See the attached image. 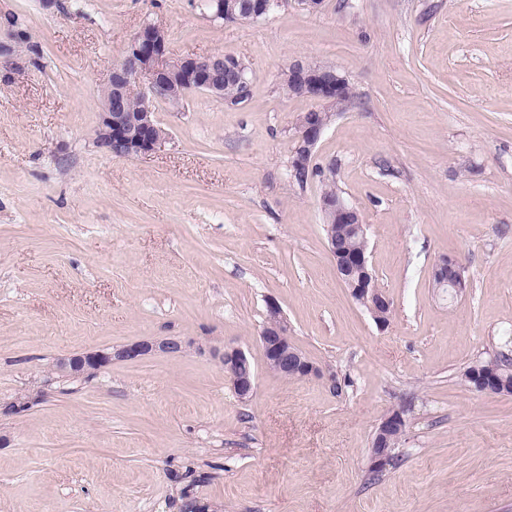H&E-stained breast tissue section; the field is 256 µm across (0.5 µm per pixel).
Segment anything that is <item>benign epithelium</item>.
<instances>
[{
	"label": "benign epithelium",
	"mask_w": 512,
	"mask_h": 512,
	"mask_svg": "<svg viewBox=\"0 0 512 512\" xmlns=\"http://www.w3.org/2000/svg\"><path fill=\"white\" fill-rule=\"evenodd\" d=\"M193 7L213 20L227 22L258 21L266 18L285 0H191ZM164 29L145 22L137 30L122 59L104 79L100 92V112L94 142L96 146L114 156L134 158L152 152L168 138L165 129L155 123L154 103L161 100L169 83L179 80L191 89L213 96L224 93V81H236L248 94L249 86L239 62L227 59L222 53L204 56H173L162 38ZM293 91L311 98L328 108L340 101L347 89L348 78L331 66L322 63L295 61L285 73ZM136 98L140 107L133 111L129 101ZM330 122L325 111L303 112L296 118L297 143L293 151L290 176L302 178L311 164L312 149ZM320 211L324 218L327 245L332 254L336 272L342 284L350 287L353 298L364 305L375 322L388 326L392 304L381 289L376 287L375 276L369 265L368 250H355L347 235L336 234V225L345 230L367 236L358 211L343 198L322 197ZM440 286L448 288V295L461 292V267L452 256H443L434 266ZM268 317L261 331L260 342L266 366L279 374L295 373L298 377L320 374L319 368L289 339L288 331L275 301L267 303ZM192 347V343L179 336L141 339L119 348L86 351L56 359V372L71 378H89L112 365V361H137L145 356L164 353L178 355ZM198 354L209 353L224 368L225 378L234 394L241 400L249 399L255 390V372L250 357L236 347L208 349L196 347ZM464 382L477 392L503 395L498 373L489 365L476 366L464 377ZM40 392L27 391L6 404V414L20 413L39 401ZM406 420L399 410L386 414L376 427L374 448L370 453V466L384 469L392 460L389 442L393 434L402 433Z\"/></svg>",
	"instance_id": "1"
}]
</instances>
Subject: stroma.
Here are the masks:
<instances>
[{
  "label": "stroma",
  "instance_id": "1",
  "mask_svg": "<svg viewBox=\"0 0 512 512\" xmlns=\"http://www.w3.org/2000/svg\"><path fill=\"white\" fill-rule=\"evenodd\" d=\"M173 55L245 62L250 90L155 103L168 140L97 148V87L143 22ZM296 60L353 105L289 172ZM333 181L367 226L388 327L339 280L319 209ZM467 288L436 296L439 257ZM275 300L319 376L268 370ZM244 349L239 401L194 351L64 381L53 359L158 336ZM512 358V0H297L256 22L190 0H0V512H512V396L463 371ZM407 420L370 469L372 434ZM406 428V420L400 410L386 414L376 427L373 438L374 448L370 453V466L376 470L384 469L392 460L389 442L393 434L402 433Z\"/></svg>",
  "mask_w": 512,
  "mask_h": 512
}]
</instances>
